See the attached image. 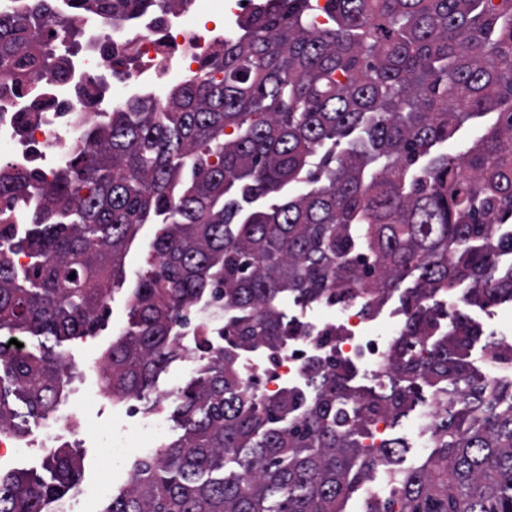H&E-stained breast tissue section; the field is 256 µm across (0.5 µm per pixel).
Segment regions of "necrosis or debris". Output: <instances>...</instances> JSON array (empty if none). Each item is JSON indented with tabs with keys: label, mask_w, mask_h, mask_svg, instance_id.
I'll use <instances>...</instances> for the list:
<instances>
[{
	"label": "necrosis or debris",
	"mask_w": 512,
	"mask_h": 512,
	"mask_svg": "<svg viewBox=\"0 0 512 512\" xmlns=\"http://www.w3.org/2000/svg\"><path fill=\"white\" fill-rule=\"evenodd\" d=\"M75 47L62 62L63 76L57 81H35L24 90L0 82V145L9 150L18 167H36L45 177H53L77 143L79 131L101 117L104 108L93 82L105 86H132L141 94L195 70L197 57L224 36V22L186 24L182 13L144 15L125 25H114L88 14L78 19ZM134 46L138 66L128 70L121 58L127 46ZM41 105V112L27 125L23 136L15 129L22 113ZM222 305L214 300L187 307L176 327L180 340L196 341L202 332L217 334L216 314ZM336 337H329L326 325L305 322L300 335L289 337L276 359L264 363L243 358V383L258 380L262 393L307 386L308 366L319 360L336 359L354 367L372 387L388 385L389 339L376 335L372 322L394 319L398 308L381 305L367 311L360 299L338 308Z\"/></svg>",
	"instance_id": "4bbe7bcc"
}]
</instances>
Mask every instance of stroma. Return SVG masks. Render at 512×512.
<instances>
[{
	"label": "stroma",
	"instance_id": "stroma-1",
	"mask_svg": "<svg viewBox=\"0 0 512 512\" xmlns=\"http://www.w3.org/2000/svg\"><path fill=\"white\" fill-rule=\"evenodd\" d=\"M154 233L155 227L151 224L143 225L140 229L127 256V279L124 285L115 288L108 312L96 332L64 341L59 346L60 352L70 360L74 372L69 385L64 388V397L72 399L73 389L77 386L83 392L81 400L74 404L81 432L66 438L65 443L80 458L78 487L83 490L91 512H101L113 493L127 485L137 459L154 453L178 436L175 416L179 406L177 391L197 377L203 365L198 357H183L169 363L157 377L147 399L141 401L139 415L134 417L127 415L126 402L112 399L111 395L105 393L99 374L88 365L89 359L107 356L113 343L126 329L129 322V292L138 274L147 267L152 255ZM44 424V419L26 417L14 449L7 458L0 460V470L27 469L42 473V463L46 458L40 446ZM103 428L111 430L112 439L116 442L131 431L141 430L145 445L123 449L117 457V466L105 467L97 439L99 430Z\"/></svg>",
	"mask_w": 512,
	"mask_h": 512
}]
</instances>
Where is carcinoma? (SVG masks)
Masks as SVG:
<instances>
[{"instance_id":"obj_1","label":"carcinoma","mask_w":512,"mask_h":512,"mask_svg":"<svg viewBox=\"0 0 512 512\" xmlns=\"http://www.w3.org/2000/svg\"><path fill=\"white\" fill-rule=\"evenodd\" d=\"M0 14V81L61 76L69 32L46 30L50 0ZM189 0H70L110 22ZM326 23L315 28L312 16ZM69 164H0V200L30 198L20 237L0 228V331L42 336V353L0 342V374L32 416L53 411L71 374L54 347L90 336L125 281L144 224L161 225L129 298L103 387L144 399L182 349L174 326L199 298H224V349L202 338L203 375L180 397L183 434L140 459L102 512H345L355 484L389 473L395 498L362 512H512V381L470 361L479 331L441 299L512 302V0H254L196 71L85 127ZM412 286L402 288L407 280ZM399 294L389 391L318 363L308 396L242 387L239 351L274 356L300 326L282 297L311 306ZM445 414L432 452L363 439L422 391ZM0 393V431L18 433ZM51 481L0 474V512H47L78 483L66 449Z\"/></svg>"}]
</instances>
